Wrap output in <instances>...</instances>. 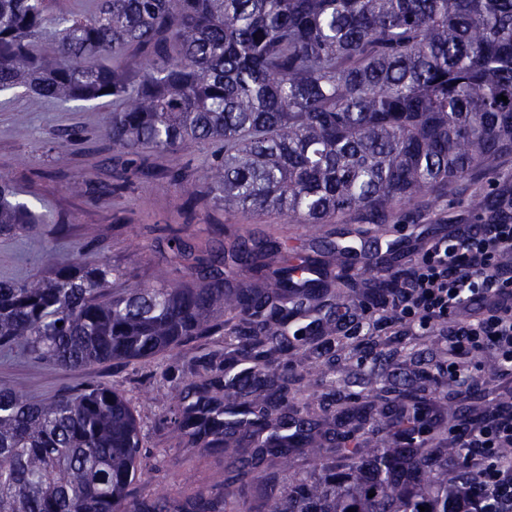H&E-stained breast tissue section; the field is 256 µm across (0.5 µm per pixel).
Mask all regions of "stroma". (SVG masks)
<instances>
[{
	"instance_id": "1",
	"label": "stroma",
	"mask_w": 512,
	"mask_h": 512,
	"mask_svg": "<svg viewBox=\"0 0 512 512\" xmlns=\"http://www.w3.org/2000/svg\"><path fill=\"white\" fill-rule=\"evenodd\" d=\"M111 111L108 98L62 102L39 98L22 88L0 91V179L16 187L18 201L49 221L39 234L0 238V279L21 281L44 275L42 257L50 251L63 264L108 263L134 280L164 284L177 276L163 241L168 224L180 227L184 238L199 248L249 235H267L284 243L294 239L306 253L322 241L377 240L389 244L395 255L384 271L390 277L407 272L413 253L426 239L452 230L444 196L416 202L417 219L412 224H360L343 215L311 226L288 222L274 213L229 214L203 201L194 211L183 213L171 176L186 172L201 179L213 152L208 144L175 153H148L156 176L112 191V143L104 134ZM72 126L83 131L82 140L74 145L59 138L61 131ZM74 182L85 185V195L70 192ZM58 222L69 224L67 238L52 234L51 226ZM389 351L395 365L377 373L378 383L397 374L425 385L439 403L465 420L512 412V377L489 370L491 353L452 357L440 327L413 329L392 343ZM452 359L459 365L458 381H440V367ZM164 368L161 358L118 368L107 363L86 371L33 366L21 358L0 359V385L36 399L89 379L115 386L141 418L144 447L157 450L168 445L156 428L165 409ZM223 479L224 463L219 457L181 452L173 466L156 473L150 489L186 497Z\"/></svg>"
}]
</instances>
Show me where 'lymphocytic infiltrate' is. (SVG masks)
<instances>
[{
    "label": "lymphocytic infiltrate",
    "mask_w": 512,
    "mask_h": 512,
    "mask_svg": "<svg viewBox=\"0 0 512 512\" xmlns=\"http://www.w3.org/2000/svg\"><path fill=\"white\" fill-rule=\"evenodd\" d=\"M391 303L397 322L422 329L436 320L448 322L451 348L491 351L512 373V223L428 240ZM468 307L478 309V317L454 322L455 313ZM464 435L466 465L494 487L512 490V468L498 458L499 449L512 447V416L466 429Z\"/></svg>",
    "instance_id": "lymphocytic-infiltrate-1"
}]
</instances>
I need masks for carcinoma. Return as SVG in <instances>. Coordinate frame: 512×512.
<instances>
[{
	"instance_id": "1",
	"label": "carcinoma",
	"mask_w": 512,
	"mask_h": 512,
	"mask_svg": "<svg viewBox=\"0 0 512 512\" xmlns=\"http://www.w3.org/2000/svg\"><path fill=\"white\" fill-rule=\"evenodd\" d=\"M49 0H0V90L49 100L112 98L105 135L115 188L149 169L125 156L220 145L210 202L276 212L296 224L351 215L412 222L413 201L448 194L469 224L512 223V0H93L57 20ZM62 25L53 56L32 43ZM507 97L502 102L499 97ZM182 206L196 181L174 179ZM42 217L0 180V237L38 234ZM175 268L195 284H134L107 264L59 265L0 281V355L65 370L167 355L159 431L217 454L224 482L187 498L144 494L165 463L142 448L122 392L98 382L34 400L0 386V512H512L445 461L431 400L406 384L360 402L336 386L319 406L288 359L331 370L356 349L336 335V283L350 251L323 241L292 265L274 239L238 238L203 253L169 225ZM391 337H367L382 364ZM294 456L316 475L279 474Z\"/></svg>"
}]
</instances>
